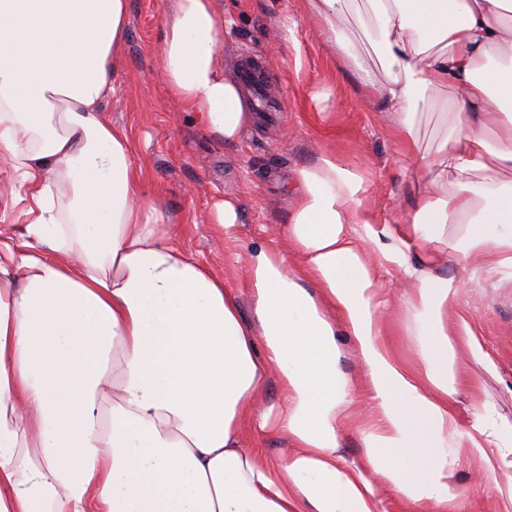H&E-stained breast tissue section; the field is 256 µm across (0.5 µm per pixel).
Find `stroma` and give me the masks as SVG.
<instances>
[{
    "instance_id": "35a3bbf8",
    "label": "stroma",
    "mask_w": 512,
    "mask_h": 512,
    "mask_svg": "<svg viewBox=\"0 0 512 512\" xmlns=\"http://www.w3.org/2000/svg\"><path fill=\"white\" fill-rule=\"evenodd\" d=\"M172 4L129 0L117 86L104 109L127 131L148 191L176 223L178 246L230 280L252 246L284 251V241L270 229L290 217L296 170L323 155L364 176L380 220L394 218L396 202L410 204L411 171L398 154L392 118L378 92L360 85L336 45L340 38L364 42L358 11L347 14L331 35L313 18L310 0H213L224 27L227 65L236 74L250 69L266 77L269 96L280 106L256 112L240 143L227 148L205 137L193 114L169 99L161 49ZM450 98L446 91L417 102L421 151L432 150L444 135L442 113ZM227 196L242 204L240 241L231 248L212 222L214 203ZM446 272L462 285L449 319L471 321L494 363L486 370L460 351L454 408L468 423L491 405L512 422V273L489 278L454 258ZM452 482L460 512H504L500 490L512 482V467L491 470L465 455Z\"/></svg>"
}]
</instances>
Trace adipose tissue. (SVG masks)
<instances>
[{
  "label": "adipose tissue",
  "mask_w": 512,
  "mask_h": 512,
  "mask_svg": "<svg viewBox=\"0 0 512 512\" xmlns=\"http://www.w3.org/2000/svg\"><path fill=\"white\" fill-rule=\"evenodd\" d=\"M174 2L168 95L237 145L252 104L211 0ZM368 3L378 52L346 55L418 161L413 213L378 221L364 177L322 156L274 230L287 253L252 247L236 289L174 244L103 115L128 0H0V210L23 216L18 244L0 241V512H455L460 455L494 467L512 424L488 408L461 426L448 402L458 344L489 358L466 318L449 321L459 284L441 269L453 255L512 270V0ZM447 89L448 132L420 153L412 108ZM391 271L419 372L385 339ZM341 328L370 392L357 462L338 452ZM273 435L285 456L266 452Z\"/></svg>",
  "instance_id": "ef3b65f1"
}]
</instances>
